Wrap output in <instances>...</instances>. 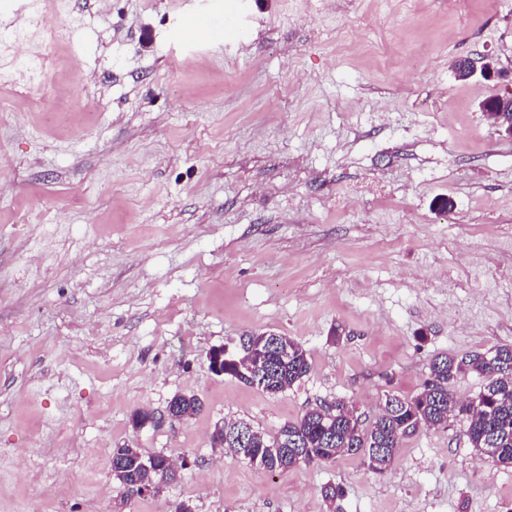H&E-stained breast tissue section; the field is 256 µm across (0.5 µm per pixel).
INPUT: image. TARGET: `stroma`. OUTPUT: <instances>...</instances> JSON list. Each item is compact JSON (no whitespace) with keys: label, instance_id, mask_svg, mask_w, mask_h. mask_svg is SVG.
Here are the masks:
<instances>
[{"label":"stroma","instance_id":"stroma-1","mask_svg":"<svg viewBox=\"0 0 512 512\" xmlns=\"http://www.w3.org/2000/svg\"><path fill=\"white\" fill-rule=\"evenodd\" d=\"M198 3L217 46L178 39L183 0H40L70 105L0 111V512H512L463 418L380 476L210 440L339 398L370 418L435 355L512 344V139L479 109L512 95V0ZM479 53L507 78L457 80ZM259 333L309 354L285 392L208 367ZM178 393L201 412L133 431ZM126 443L190 466L125 499Z\"/></svg>","mask_w":512,"mask_h":512}]
</instances>
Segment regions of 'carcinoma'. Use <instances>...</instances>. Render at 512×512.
Wrapping results in <instances>:
<instances>
[{
    "mask_svg": "<svg viewBox=\"0 0 512 512\" xmlns=\"http://www.w3.org/2000/svg\"><path fill=\"white\" fill-rule=\"evenodd\" d=\"M288 358H275L265 373L253 376L240 358L224 357V375L246 384H257L271 394L288 390L310 370L307 350L288 339ZM476 373L483 378L478 395L458 402L452 385L461 377ZM176 414L189 418L201 410L199 399L176 394L170 400ZM468 419L466 436L479 454L496 449L491 459L512 469V344L499 345L482 353L464 356L438 354L430 361L428 377L420 391L406 397L387 394L384 406L365 424L355 408L343 399L329 406L308 409L300 418L284 423L276 435L251 428L249 442L237 438L243 421L224 424V437L212 439L224 452L269 473L301 465L326 464L342 455H360L367 468L386 472L402 448L403 441L422 429L446 428L459 415ZM141 450L125 445L112 449L120 484L144 482L153 474L139 460Z\"/></svg>",
    "mask_w": 512,
    "mask_h": 512,
    "instance_id": "1",
    "label": "carcinoma"
}]
</instances>
